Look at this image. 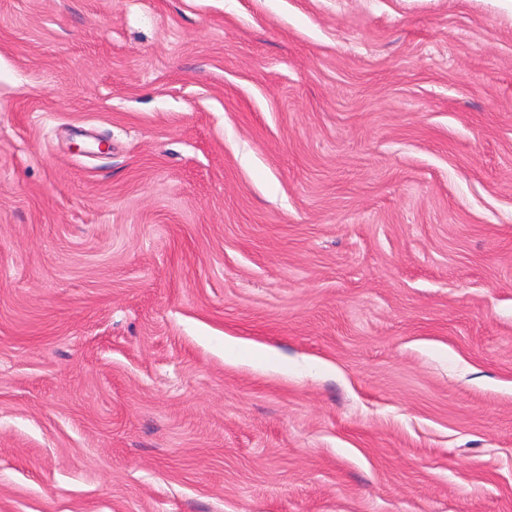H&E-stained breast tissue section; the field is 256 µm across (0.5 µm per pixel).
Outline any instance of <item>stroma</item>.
I'll return each mask as SVG.
<instances>
[{
    "label": "stroma",
    "instance_id": "35a3bbf8",
    "mask_svg": "<svg viewBox=\"0 0 512 512\" xmlns=\"http://www.w3.org/2000/svg\"><path fill=\"white\" fill-rule=\"evenodd\" d=\"M0 512H512V0H0Z\"/></svg>",
    "mask_w": 512,
    "mask_h": 512
}]
</instances>
